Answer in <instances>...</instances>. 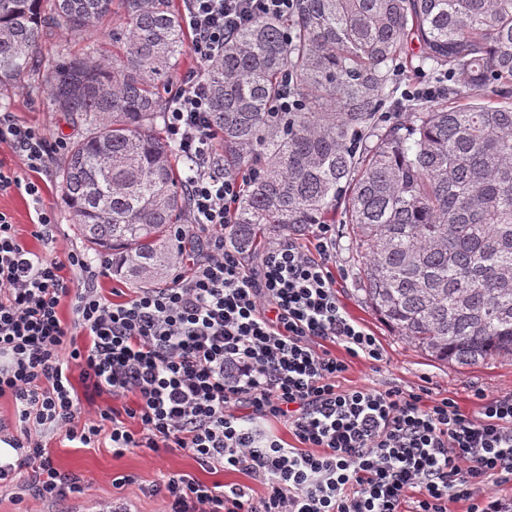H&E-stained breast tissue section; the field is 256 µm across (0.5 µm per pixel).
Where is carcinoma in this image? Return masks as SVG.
Wrapping results in <instances>:
<instances>
[{
	"label": "carcinoma",
	"mask_w": 512,
	"mask_h": 512,
	"mask_svg": "<svg viewBox=\"0 0 512 512\" xmlns=\"http://www.w3.org/2000/svg\"><path fill=\"white\" fill-rule=\"evenodd\" d=\"M111 15L112 57L67 52ZM186 49L174 0H0V90L38 72L51 110L86 127L64 199L142 287L167 279L171 229L192 221L197 165L161 127ZM425 65L442 96L396 97L397 76ZM285 77L300 109L273 112ZM206 81L224 169L259 171L234 215L240 243L341 216L361 291L402 339L445 364L512 357V0H296L224 44Z\"/></svg>",
	"instance_id": "obj_1"
}]
</instances>
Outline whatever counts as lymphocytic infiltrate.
<instances>
[{"instance_id": "1", "label": "lymphocytic infiltrate", "mask_w": 512, "mask_h": 512, "mask_svg": "<svg viewBox=\"0 0 512 512\" xmlns=\"http://www.w3.org/2000/svg\"><path fill=\"white\" fill-rule=\"evenodd\" d=\"M185 2L192 49L206 66L242 28L288 15L296 0ZM165 128L200 163L189 183L194 220L175 237L193 234L205 250L167 285L112 301L97 287L112 271L110 257L34 252L0 211V397L15 407L13 424L0 421V442L17 452L0 462V489L19 501L79 498L82 479L60 472L34 434L90 448L105 431L113 455L179 448L264 488L256 497L246 485L176 474L154 488L165 512H448L453 501L467 502L466 512H512V494L501 491L512 485V392L483 396L473 417L448 397L341 385L347 364L329 343L373 363L383 353L336 296L329 225H317L309 248L289 236L273 241L258 270L249 269L233 234L246 179L210 166L217 132L204 74L182 80ZM3 142L30 176L0 168V193L31 197L33 237L55 243V215L31 178L52 159L49 141L0 114ZM65 299L69 323L59 314ZM80 334L88 345L76 343ZM104 393L133 396L126 420L108 408L83 416L82 400ZM260 418L285 423L295 446L263 431Z\"/></svg>"}]
</instances>
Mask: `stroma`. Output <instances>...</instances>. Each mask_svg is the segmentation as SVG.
<instances>
[{
	"label": "stroma",
	"instance_id": "35a3bbf8",
	"mask_svg": "<svg viewBox=\"0 0 512 512\" xmlns=\"http://www.w3.org/2000/svg\"><path fill=\"white\" fill-rule=\"evenodd\" d=\"M12 113L16 122L43 132L56 146V160L39 176L43 187L44 206L53 208L59 224L54 244L44 245L31 236L35 218L34 204L29 196L16 191L0 194V211L9 214L13 224L28 245L37 251L48 250L65 258L73 248L86 243L71 221L59 177L60 161L65 157L64 144L78 140L83 134L66 113L52 111L48 90L41 77L26 75L14 88L0 95V113ZM336 237L337 297L348 315L366 327L377 338L383 360L370 364L360 358H348L349 368L342 382L352 386H371L380 390L397 387L421 391L429 397H450L463 411L476 414L485 395L512 391V359L500 358L474 366H459L435 361L407 343L374 313L355 280V265L349 247L346 227L334 225ZM60 471L80 475L85 481L81 498L49 502L31 496L15 501L11 492H0V512H94L100 503L110 500L127 502L131 512H161L160 497L150 495L152 485L166 476L188 473L207 483L246 484L250 478L243 473H224L201 466L188 452L170 449L153 453L136 448L124 455H113L108 443L95 448H76L58 435L43 438ZM126 477L125 485H115V477Z\"/></svg>",
	"mask_w": 512,
	"mask_h": 512
}]
</instances>
